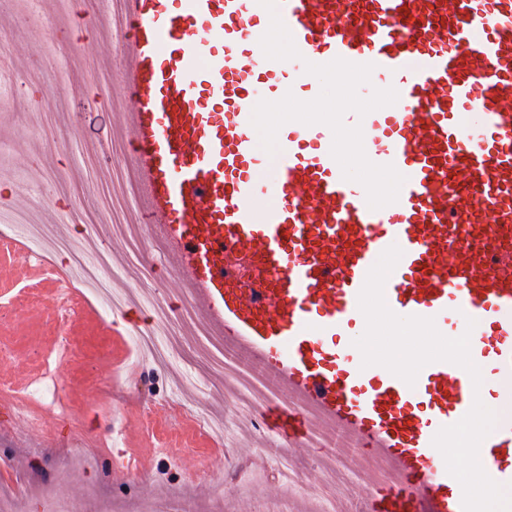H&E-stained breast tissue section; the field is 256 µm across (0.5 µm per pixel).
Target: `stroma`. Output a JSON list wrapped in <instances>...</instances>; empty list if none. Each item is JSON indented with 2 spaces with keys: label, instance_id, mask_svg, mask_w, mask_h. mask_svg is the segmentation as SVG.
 I'll list each match as a JSON object with an SVG mask.
<instances>
[{
  "label": "stroma",
  "instance_id": "obj_1",
  "mask_svg": "<svg viewBox=\"0 0 512 512\" xmlns=\"http://www.w3.org/2000/svg\"><path fill=\"white\" fill-rule=\"evenodd\" d=\"M110 26L75 15L65 0H42L29 14L26 0H0V204L31 220L59 214L73 239L84 236L90 196L104 211L118 210L124 224H142L143 211L127 200V156L112 150L128 143L129 132L113 120L115 89L99 85L96 74L111 67ZM74 57L61 68L65 57ZM145 258L128 291L150 296L162 284L172 307L186 291L166 267V254L145 239ZM69 258L46 249L39 255L0 250V380L9 381L24 405L40 417L31 428L0 408V484L16 485L11 512H35L47 490L56 457L64 465L57 483L70 499L98 497L110 512H126L125 495L157 499L185 492L193 512H263L282 502L275 471L241 461L232 439L215 443L200 437L194 408L184 391L198 388L210 413L237 418L244 406L226 400L223 385H210L204 364L183 353L197 342L193 321H159L152 308L104 314L98 302L67 314L68 299L56 277ZM150 331L160 343L177 332L183 349L158 366L138 360L130 334ZM56 377L67 396L55 400L38 388L45 375ZM82 431H75V424ZM224 480L216 496L210 475Z\"/></svg>",
  "mask_w": 512,
  "mask_h": 512
}]
</instances>
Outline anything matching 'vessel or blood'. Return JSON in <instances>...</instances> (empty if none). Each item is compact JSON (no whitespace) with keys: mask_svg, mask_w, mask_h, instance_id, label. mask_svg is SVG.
<instances>
[{"mask_svg":"<svg viewBox=\"0 0 512 512\" xmlns=\"http://www.w3.org/2000/svg\"><path fill=\"white\" fill-rule=\"evenodd\" d=\"M299 58L259 55L258 0H121L117 34L132 170L152 234L210 330L300 404L289 444L366 447L399 478L369 512H462L463 491L432 439L475 392L512 403V0H279ZM373 64L399 93L366 116L367 157L405 178L370 209L344 180L332 134L292 121L267 163L251 116L267 95L317 91L306 62ZM402 256L384 286L395 314L470 336L486 369L433 362L407 385L362 367L349 336L381 253ZM475 320L467 329V320ZM486 473L512 485V415L482 445Z\"/></svg>","mask_w":512,"mask_h":512,"instance_id":"1","label":"vessel or blood"}]
</instances>
